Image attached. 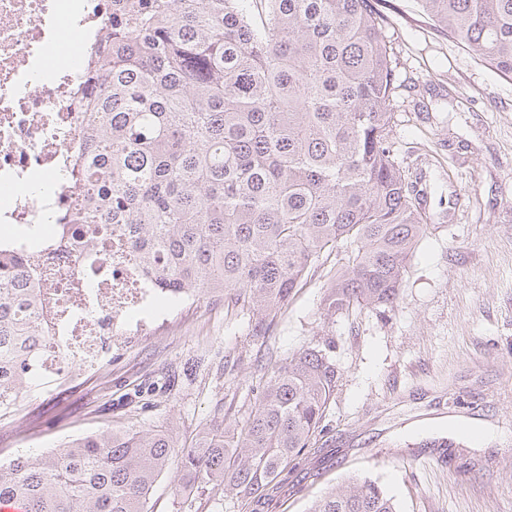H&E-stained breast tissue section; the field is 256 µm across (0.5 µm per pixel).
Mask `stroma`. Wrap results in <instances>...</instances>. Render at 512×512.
<instances>
[{"label":"stroma","instance_id":"1","mask_svg":"<svg viewBox=\"0 0 512 512\" xmlns=\"http://www.w3.org/2000/svg\"><path fill=\"white\" fill-rule=\"evenodd\" d=\"M400 86L398 159L422 170L430 218L394 310L325 319L347 252L311 270L264 335L229 295L202 294L99 372L33 388L0 420V461L86 433L172 428L187 444L247 419L277 366L332 339L340 372L297 488L277 512L368 476L399 512H512V77L436 27L417 0H371ZM147 512H244L215 488L185 496L175 468Z\"/></svg>","mask_w":512,"mask_h":512}]
</instances>
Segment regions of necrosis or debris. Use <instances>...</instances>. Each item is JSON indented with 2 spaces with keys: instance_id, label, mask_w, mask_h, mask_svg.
<instances>
[{
  "instance_id": "obj_1",
  "label": "necrosis or debris",
  "mask_w": 512,
  "mask_h": 512,
  "mask_svg": "<svg viewBox=\"0 0 512 512\" xmlns=\"http://www.w3.org/2000/svg\"><path fill=\"white\" fill-rule=\"evenodd\" d=\"M112 0H0V239L13 224H56L78 214L86 191L70 171L85 137L89 95L87 47L107 35ZM76 253L46 250L38 319L49 333L38 355L40 374L69 365L102 368L168 321L156 309L162 290L113 258L92 277L78 274Z\"/></svg>"
}]
</instances>
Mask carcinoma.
<instances>
[{
	"mask_svg": "<svg viewBox=\"0 0 512 512\" xmlns=\"http://www.w3.org/2000/svg\"><path fill=\"white\" fill-rule=\"evenodd\" d=\"M448 36L512 75V0H418ZM91 48L98 86L76 146L82 216L59 225L88 270L134 258L161 288L232 294L260 336L326 254L350 247L323 299L331 319L392 309L428 216L422 173L397 161L393 52L369 0H112ZM36 253L0 250V417L39 379L27 275ZM339 371L331 342L287 358L241 426L179 446L170 428L110 430L0 464V502L25 512H146L158 477L221 486L247 512L278 494L322 430ZM308 512H397L369 478Z\"/></svg>",
	"mask_w": 512,
	"mask_h": 512,
	"instance_id": "carcinoma-1",
	"label": "carcinoma"
}]
</instances>
